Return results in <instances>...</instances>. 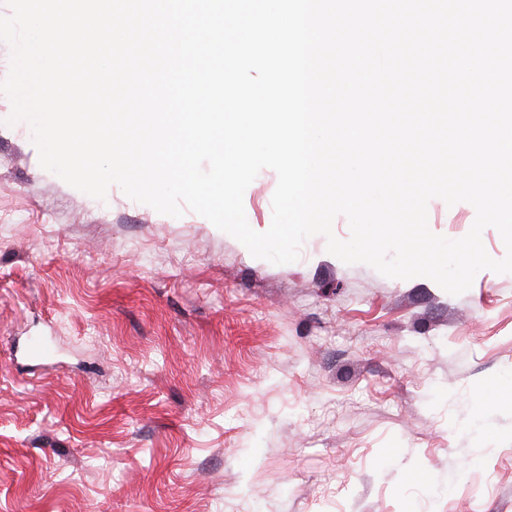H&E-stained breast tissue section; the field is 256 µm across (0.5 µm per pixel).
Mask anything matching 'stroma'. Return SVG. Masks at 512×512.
<instances>
[{
  "instance_id": "35a3bbf8",
  "label": "stroma",
  "mask_w": 512,
  "mask_h": 512,
  "mask_svg": "<svg viewBox=\"0 0 512 512\" xmlns=\"http://www.w3.org/2000/svg\"><path fill=\"white\" fill-rule=\"evenodd\" d=\"M0 93V512H512V273L254 258L39 164ZM277 185L244 193L266 231ZM466 202L428 204L465 236ZM47 336L40 360L28 337Z\"/></svg>"
}]
</instances>
